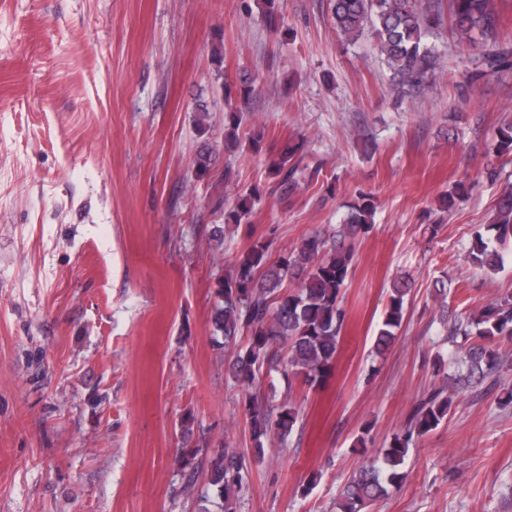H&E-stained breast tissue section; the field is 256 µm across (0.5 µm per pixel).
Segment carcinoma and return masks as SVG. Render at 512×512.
Returning a JSON list of instances; mask_svg holds the SVG:
<instances>
[{"mask_svg":"<svg viewBox=\"0 0 512 512\" xmlns=\"http://www.w3.org/2000/svg\"><path fill=\"white\" fill-rule=\"evenodd\" d=\"M330 8L336 32L347 41L356 42L367 32L376 38L398 84L414 88L432 79L435 55L426 37L444 22L443 0H330ZM450 21L459 43L481 48L478 62L483 73L492 74L507 66L509 58L497 47L496 0H450ZM494 149L499 155L512 154V125L500 127ZM301 151L299 144L289 146L271 162L273 191L281 200L299 185L301 157L297 153ZM249 200V196L240 199L225 213V223H242L251 211ZM375 208L373 198H362L351 209L336 238L310 235L297 249L274 260L271 243L259 237L218 283L214 333L224 336L227 347L236 341L240 331L249 332L248 345L232 356L229 373L244 389L252 453L257 459L264 456V442L270 436L285 439L294 430L299 408L286 395L273 414L254 397L250 387L260 380L263 367L270 363L273 350L279 345L288 348L280 369L287 386H292V379L299 376L313 385L329 373L345 324L340 292L353 259L352 242L370 231ZM493 230L498 243L512 242V184L497 200ZM470 258L473 264L493 273L501 267L499 251L480 236L472 246ZM288 278L296 280L297 290L283 295L279 288ZM409 291L406 281L392 289L375 340L377 351H385L394 343ZM439 319L453 352L462 354L453 382L420 402L409 425L393 434L376 456L363 462L345 486L339 512H368L390 488L404 481V463L411 445L447 419L459 394L492 390L501 384L502 374L512 370V360L498 348L500 342L512 340V295L492 299L464 318L450 320L448 311L442 309ZM201 452L208 463L209 484L216 498L231 507L241 484L244 456L228 447L189 448L180 458L181 471L194 467Z\"/></svg>","mask_w":512,"mask_h":512,"instance_id":"cac0c4a2","label":"carcinoma"}]
</instances>
